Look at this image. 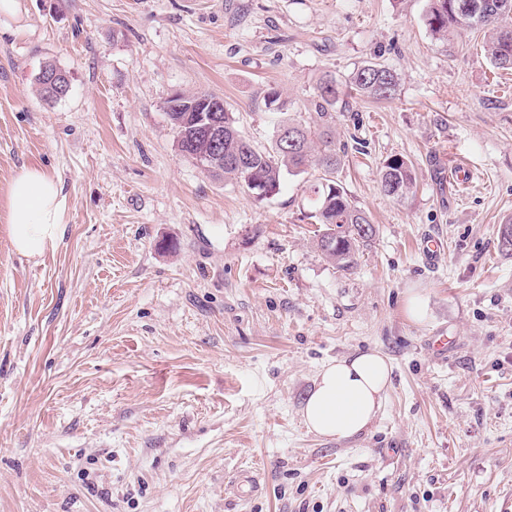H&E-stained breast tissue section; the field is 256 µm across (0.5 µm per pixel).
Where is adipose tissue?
I'll return each instance as SVG.
<instances>
[{
	"label": "adipose tissue",
	"mask_w": 512,
	"mask_h": 512,
	"mask_svg": "<svg viewBox=\"0 0 512 512\" xmlns=\"http://www.w3.org/2000/svg\"><path fill=\"white\" fill-rule=\"evenodd\" d=\"M9 239L13 249L37 260L60 245L68 198L56 177L40 167L21 169L11 180ZM390 364L368 350L327 363L304 401L302 418L317 436L347 442L377 418L390 384Z\"/></svg>",
	"instance_id": "ef3b65f1"
}]
</instances>
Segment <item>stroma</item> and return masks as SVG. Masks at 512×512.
<instances>
[{
  "label": "stroma",
  "mask_w": 512,
  "mask_h": 512,
  "mask_svg": "<svg viewBox=\"0 0 512 512\" xmlns=\"http://www.w3.org/2000/svg\"><path fill=\"white\" fill-rule=\"evenodd\" d=\"M428 4L21 0L0 15V512H512V72L493 74L483 30L435 39ZM367 62L401 81L392 101L336 103L334 178L376 227L342 271L316 243L321 170L255 199L180 152L165 103L214 93L264 149L280 122L318 125L322 76ZM48 63L71 78L51 103ZM395 154L416 176L401 202L379 186ZM26 166L68 196L64 239L36 261L7 233ZM428 237L444 244L432 262ZM368 349L391 365L369 431L309 433L321 367ZM244 470L258 493L237 494Z\"/></svg>",
  "instance_id": "1"
}]
</instances>
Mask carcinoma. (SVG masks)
<instances>
[{
	"instance_id": "cac0c4a2",
	"label": "carcinoma",
	"mask_w": 512,
	"mask_h": 512,
	"mask_svg": "<svg viewBox=\"0 0 512 512\" xmlns=\"http://www.w3.org/2000/svg\"><path fill=\"white\" fill-rule=\"evenodd\" d=\"M425 24L436 39L446 40L451 34L472 27L487 30L484 55L489 63L502 70H512V0H429ZM350 88L360 95L376 100L394 98L399 86L398 74L376 62H368L354 71ZM340 88L333 78H323L316 88L315 110L323 126L313 130L301 124H284L297 144L272 141L271 148L259 149L238 129L233 113L224 111V155L237 154L243 167L224 165L213 174L238 183L245 192L256 194L254 185L280 188L284 174L299 175L315 166L324 171L322 181L310 185L316 205L320 230L317 246L324 257L345 271L354 267L360 248L376 234L369 214L357 207L334 179L339 154L332 135V108ZM382 193L400 201L411 192L415 183L412 164L404 157L387 158L379 171Z\"/></svg>"
}]
</instances>
